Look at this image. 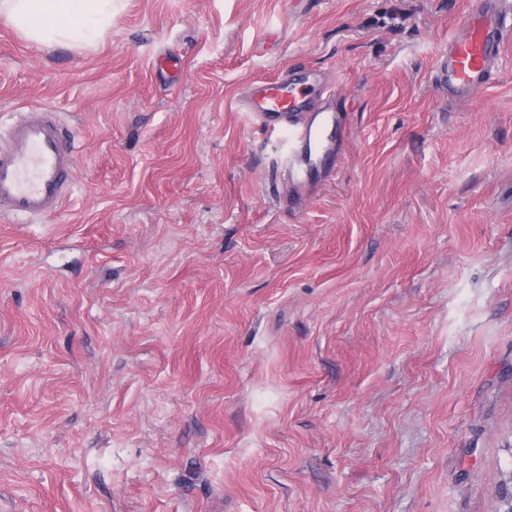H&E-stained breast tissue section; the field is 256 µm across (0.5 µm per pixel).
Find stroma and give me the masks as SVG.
<instances>
[{
  "instance_id": "35a3bbf8",
  "label": "stroma",
  "mask_w": 512,
  "mask_h": 512,
  "mask_svg": "<svg viewBox=\"0 0 512 512\" xmlns=\"http://www.w3.org/2000/svg\"><path fill=\"white\" fill-rule=\"evenodd\" d=\"M463 0H113L93 46L0 23V117L76 135L0 223V512H494L512 466V46L449 101ZM346 94L297 207L237 100Z\"/></svg>"
}]
</instances>
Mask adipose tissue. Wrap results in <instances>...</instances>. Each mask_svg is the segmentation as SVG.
<instances>
[{
	"label": "adipose tissue",
	"instance_id": "adipose-tissue-1",
	"mask_svg": "<svg viewBox=\"0 0 512 512\" xmlns=\"http://www.w3.org/2000/svg\"><path fill=\"white\" fill-rule=\"evenodd\" d=\"M0 22L38 47L90 45L112 25V0H0Z\"/></svg>",
	"mask_w": 512,
	"mask_h": 512
}]
</instances>
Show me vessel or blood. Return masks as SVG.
<instances>
[{
	"label": "vessel or blood",
	"instance_id": "obj_1",
	"mask_svg": "<svg viewBox=\"0 0 512 512\" xmlns=\"http://www.w3.org/2000/svg\"><path fill=\"white\" fill-rule=\"evenodd\" d=\"M512 41L507 0H466L437 61L439 86L451 100L476 98L489 84L492 65ZM341 92L317 71L291 64L255 82L239 107L261 127L279 134L281 162L290 175L288 198L304 202L317 180L336 165L347 133ZM76 138L53 107L20 108L0 129V222L58 214L75 183Z\"/></svg>",
	"mask_w": 512,
	"mask_h": 512
}]
</instances>
